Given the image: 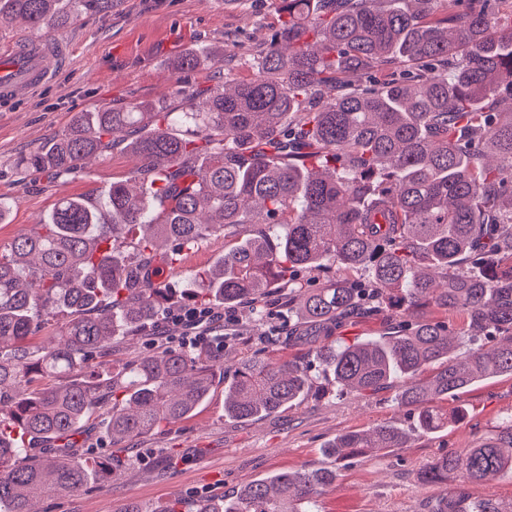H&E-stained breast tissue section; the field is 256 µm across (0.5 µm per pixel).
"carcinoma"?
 Instances as JSON below:
<instances>
[{"label":"carcinoma","mask_w":512,"mask_h":512,"mask_svg":"<svg viewBox=\"0 0 512 512\" xmlns=\"http://www.w3.org/2000/svg\"><path fill=\"white\" fill-rule=\"evenodd\" d=\"M93 0H0V26L35 36L72 24ZM282 19L253 55L247 79L180 88L181 104L77 112L25 172L72 174L119 144L141 166L106 197H64L29 232L0 246V512H38L46 492L74 495L116 473L91 468L74 438L98 408L114 447L192 416L228 351L161 348L121 372L112 341L166 319L173 288L153 282L216 234L246 233L209 269L189 276L197 305H244L267 317L270 296L297 323L338 321L386 304L397 325L376 338L316 347L345 393L400 380L397 401L435 433L463 419L438 402L512 376V0H274ZM178 71H223L190 50ZM139 224L134 244L125 229ZM336 268L309 288L300 273ZM369 272L368 282L349 274ZM429 305L466 316L477 333L459 353ZM66 320L32 347L58 314ZM430 377L422 378L425 372ZM313 388L288 359L237 355L224 413L249 421ZM391 424L336 438L349 457L402 448ZM512 474V419L499 436L427 463V485L457 481L446 512H512L472 500L471 483ZM338 468L279 472L194 512H318Z\"/></svg>","instance_id":"carcinoma-1"}]
</instances>
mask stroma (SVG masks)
<instances>
[{
	"label": "stroma",
	"mask_w": 512,
	"mask_h": 512,
	"mask_svg": "<svg viewBox=\"0 0 512 512\" xmlns=\"http://www.w3.org/2000/svg\"><path fill=\"white\" fill-rule=\"evenodd\" d=\"M279 23L271 0H119L108 11L87 7L77 23L54 30V37L70 46L67 66L27 99L0 104V195L12 202L0 223V245L40 222L58 199L103 196L140 166V158L120 145L70 175L20 170L17 158L64 130L73 113L135 103L177 106L178 81L209 82L208 72L174 70V61L190 48L223 51L225 69L236 78L249 77L251 54ZM387 322L384 314L355 315L341 326L319 327L314 335L319 342L349 343L380 335ZM234 331L240 336L238 351L298 361L316 380L312 394L275 415L237 423L225 418L224 391L216 389L191 418L129 443V464L112 482L48 499L45 512H123L131 502L149 506L179 498L192 504L229 496L265 474L327 466L324 450L337 435L384 423L406 430L405 447L343 461L340 479L320 499L321 512H436L455 489L422 484L420 468L497 433L512 418V377H498L442 401L448 410L463 407L464 418L448 430L424 434L415 427L414 411L397 403L394 390L339 394L323 377L308 343H270L259 328L239 324ZM180 334L167 322L150 327L145 335L113 346L112 366L121 369L149 349L180 347Z\"/></svg>",
	"instance_id": "obj_1"
}]
</instances>
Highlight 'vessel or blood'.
<instances>
[{"instance_id": "b4317fda", "label": "vessel or blood", "mask_w": 512, "mask_h": 512, "mask_svg": "<svg viewBox=\"0 0 512 512\" xmlns=\"http://www.w3.org/2000/svg\"><path fill=\"white\" fill-rule=\"evenodd\" d=\"M67 45L51 36L17 39L0 50V101L14 103L49 83L69 58Z\"/></svg>"}]
</instances>
